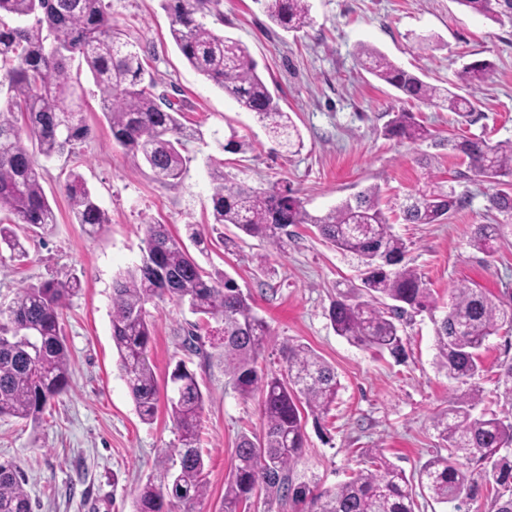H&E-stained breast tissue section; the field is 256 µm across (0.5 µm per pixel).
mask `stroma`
<instances>
[{"mask_svg":"<svg viewBox=\"0 0 512 512\" xmlns=\"http://www.w3.org/2000/svg\"><path fill=\"white\" fill-rule=\"evenodd\" d=\"M112 27L139 48L147 76L159 91L187 106L184 123L199 128L189 142L184 178L159 182L113 142L100 108V92L85 62L70 71L84 89V116L92 129L73 154L39 159L41 184L55 224L30 234L24 257L0 248V305L18 288L50 278L79 277L81 290L63 315L72 359L69 387L48 407L39 426L0 417V461L26 474L33 512H134L133 490L146 480L162 482L158 457L177 443L166 409L152 423L141 421L117 365L112 343V279L139 263L144 229L169 225L188 240L189 225H201L207 241L190 253L207 271L225 273L249 293L275 338L266 352L269 370H283L280 344L310 346L336 371L337 399L322 416H307L306 446L292 477L315 479L318 491L335 489L367 467L375 449L413 475L443 445L431 419L464 385L450 382L438 366L435 317L450 303L452 288L476 283L501 301L512 300V215L492 209L495 184L475 177L448 148L399 143L383 127L403 108L398 92L368 73L355 56L370 44L426 82L458 84L464 66L492 62L478 85L471 122L425 104L412 110L438 138L482 136L512 139V24L500 25L463 11L455 0H308L312 22L287 32L267 17L260 0H219L204 16L207 27L241 41L303 139L288 153L269 138L253 113L242 109L185 61L169 34L162 0H104ZM245 142L242 153L225 151L229 137ZM241 184L266 189L286 183L309 214L321 216L370 186L384 200L408 192L455 187L466 198L441 224L395 221L409 246L407 260L432 293L430 310L413 314L404 327V360L351 344L338 336L327 310L338 294L360 284L356 261L322 240L315 228L296 227L284 251L212 221L213 185L208 161ZM81 173L109 222L92 233L76 224L65 192L69 170ZM478 224L508 230L483 254L469 245ZM154 337L149 357L158 381L185 360L205 394L200 450L208 496L197 512H221L224 483L235 463L240 434H260L258 400L236 392L222 368L184 350L196 317L187 305L165 298L149 304ZM512 362V328L492 336L482 351L481 412L505 416L501 365Z\"/></svg>","mask_w":512,"mask_h":512,"instance_id":"stroma-1","label":"stroma"}]
</instances>
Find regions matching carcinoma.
<instances>
[{
  "mask_svg": "<svg viewBox=\"0 0 512 512\" xmlns=\"http://www.w3.org/2000/svg\"><path fill=\"white\" fill-rule=\"evenodd\" d=\"M261 2L271 21L286 31L311 24L308 0ZM456 2L495 23L512 22V0ZM212 3L163 0L176 47L193 70L254 113L278 143L290 150L301 148L297 126L258 73L248 48L195 19ZM5 17H33L35 24L11 26ZM356 55L365 69L409 102L446 109L465 121L476 111L472 93L432 85L372 46L359 44ZM76 56L83 58L102 93L112 139L158 181L182 179L189 162L184 142L197 136L182 123L178 105L143 85L139 52L112 30L103 0H0V88L6 87L7 95L6 108H0V212L12 215L14 223L12 228L0 224V245L21 255L24 248L15 228L45 230L55 223L35 155L61 156L90 136L83 89L70 72V60ZM491 68L487 61L467 65L459 76L461 85L473 88ZM384 135L411 143L436 140L432 130L405 109L393 113ZM31 144L37 152L30 151ZM448 145L475 176L500 186L490 203L511 215L512 140L493 144L461 136ZM209 166L213 223L232 224L277 250L291 237L288 227H315L326 242L364 267L357 291L330 304L333 330L352 344L386 350L396 359L405 356L402 322L408 310L429 306L430 292L422 276L404 262L406 243L393 232L380 205L379 188L369 187L325 215L312 216L286 184L257 191L228 180L222 161L212 159ZM66 193L76 223L97 232L109 222L79 174H70ZM463 203L464 197L450 186L446 192L410 193L399 210L408 224H440ZM502 234L500 224H478L469 245L489 253ZM143 243L140 264L118 273L112 284V340L141 420H154L160 400L148 357L154 329L146 305L166 296L220 327L215 351L199 348L194 332L184 340L186 348L221 365L241 395L260 398L262 435L239 437L236 464L224 483L222 512H239L259 490L269 499L305 504L306 512H415L412 480L380 451L373 454L370 467L332 491L314 494L307 483H294L291 472L305 447L301 412L317 416L330 410L339 390L334 369L309 347L288 341L282 344L284 371H264L259 359L272 336L254 300L232 278L206 272L168 225H146ZM80 288L76 277L49 279L19 288L11 304L0 308V416L36 425L46 405L65 391L71 360L63 314ZM507 324L512 326L511 304L495 301L476 284L457 285L448 311L435 323L438 363L448 380L465 384L475 379L482 369L481 348ZM167 382L180 390L179 396L167 398L179 446L159 459L167 484L148 480L134 490L136 512H164L167 497L182 505L183 512H194L208 496L198 447L204 393L183 360L176 362ZM481 400L482 390L475 383L448 398V408L433 419L448 456L428 460L418 473V484L437 503L457 501L473 490L471 473L458 459L474 461L490 469L494 481L508 491L495 498L492 512H512V422L494 414L474 416ZM25 485L17 465L0 462V512H33Z\"/></svg>",
  "mask_w": 512,
  "mask_h": 512,
  "instance_id": "1",
  "label": "carcinoma"
}]
</instances>
